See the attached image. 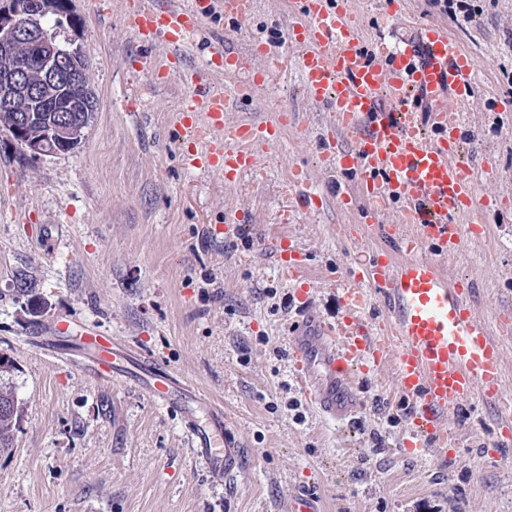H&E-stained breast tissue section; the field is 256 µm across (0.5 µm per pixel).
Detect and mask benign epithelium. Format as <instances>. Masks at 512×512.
<instances>
[{
  "instance_id": "obj_1",
  "label": "benign epithelium",
  "mask_w": 512,
  "mask_h": 512,
  "mask_svg": "<svg viewBox=\"0 0 512 512\" xmlns=\"http://www.w3.org/2000/svg\"><path fill=\"white\" fill-rule=\"evenodd\" d=\"M43 0H3L0 3V51L35 50L42 65L36 72L19 66L0 77V111L13 113L12 140L24 153L37 157L69 152L81 142L84 129L95 112L90 97L71 98L82 86L85 71L76 50L50 39L37 25L23 22L25 14H43ZM52 104L40 135L29 137L27 127L34 108Z\"/></svg>"
}]
</instances>
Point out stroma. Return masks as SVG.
<instances>
[{
  "label": "stroma",
  "instance_id": "stroma-1",
  "mask_svg": "<svg viewBox=\"0 0 512 512\" xmlns=\"http://www.w3.org/2000/svg\"><path fill=\"white\" fill-rule=\"evenodd\" d=\"M470 21L406 0L386 19L387 0H350V21L372 40L388 27L418 42L423 26L445 27L476 61L470 101L476 132L460 159H486L475 193L486 224L468 230L443 267L475 283L472 314L496 326L512 314V128L498 102L512 100V0H472ZM80 22L62 28L88 61L96 109L73 151L28 157L0 134V355L12 368L0 385L20 417L0 450V512H290L308 489L321 512H512V446L500 449L497 414L475 400L445 419L457 448L407 449V411L395 399L392 364L358 384L351 420L324 419L303 395L290 355L299 311L336 319L334 277L380 241L356 224L337 189L342 180L317 147L324 133L351 147L333 115L303 95L296 63L244 102L229 122L276 124L256 146L262 181L189 165L181 137V70L141 72L129 29V0H72ZM296 17L286 0H254L251 18L225 25L214 11L185 49L206 63L207 42L227 38L249 52L279 45ZM325 193L320 209L284 220L294 170ZM246 224L225 236L224 215ZM290 239L307 255L308 302L278 275L274 246ZM99 329L133 353L182 374L220 403L248 450L228 486L213 484L195 456L179 409L162 406L128 362L103 381L80 369L84 329ZM299 401L291 410V401Z\"/></svg>",
  "mask_w": 512,
  "mask_h": 512
}]
</instances>
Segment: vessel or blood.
<instances>
[{
	"label": "vessel or blood",
	"instance_id": "vessel-or-blood-1",
	"mask_svg": "<svg viewBox=\"0 0 512 512\" xmlns=\"http://www.w3.org/2000/svg\"><path fill=\"white\" fill-rule=\"evenodd\" d=\"M252 0H132L129 25L135 39L153 47L143 68L158 73L184 69L190 88L182 105L185 139L198 145L191 159L199 167L220 168L226 182L256 172L254 148L274 138L271 125L228 123L229 98L248 99L296 59L308 101L334 112L353 145L340 149L334 138L322 141L324 161L352 176L353 189L342 202L356 221L375 227L382 247L357 269L336 281L343 311L333 321L297 322L290 338L297 382L305 398L323 415L345 420L362 399L357 373H373L393 363L398 392L408 404L409 433L418 448H454L456 434L442 424L445 416L474 399L498 411L500 436L512 438V399L500 389L499 348L488 325L473 317L471 283L448 279L442 260L464 235L459 216L484 217L474 191L476 169L488 161L464 163L455 148L467 130L466 104L476 87L477 64L438 25L427 26L419 43L386 35L365 41L348 22V0H289L297 22L284 34L285 51L266 45L256 52L267 67H249L246 55L215 41L205 66L185 64L184 46L199 35L215 7L229 22L252 15ZM231 81L232 95L212 86L214 73ZM224 148L212 152L213 134ZM290 210L316 207L320 195L302 177ZM393 223H381L386 212ZM283 280L305 282L306 256L291 245H278ZM392 317L385 335H373L367 313L377 305ZM88 370L103 380L117 372L123 350L105 336L88 331ZM143 378L159 402L180 407L196 455L213 482H228L246 468L248 451L233 435L223 407L198 394L167 367L150 359L140 364Z\"/></svg>",
	"mask_w": 512,
	"mask_h": 512
}]
</instances>
